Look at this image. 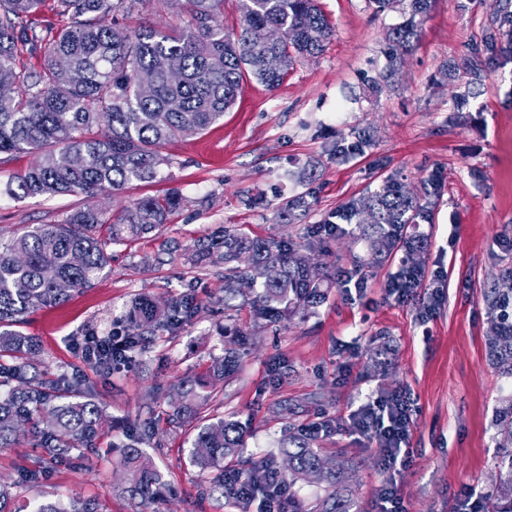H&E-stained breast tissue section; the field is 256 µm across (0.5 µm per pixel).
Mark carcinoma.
Masks as SVG:
<instances>
[{"instance_id":"carcinoma-1","label":"carcinoma","mask_w":512,"mask_h":512,"mask_svg":"<svg viewBox=\"0 0 512 512\" xmlns=\"http://www.w3.org/2000/svg\"><path fill=\"white\" fill-rule=\"evenodd\" d=\"M407 3L408 18L386 33L388 57L395 61L411 51L421 37V24L432 0H369L375 12ZM42 0H0V156L36 152L37 164L11 179L4 193L17 199L116 193L133 182L157 178L170 164L162 148L176 137L204 133L224 118L236 102L243 78L252 76L269 89L279 86L297 55L323 52L332 27L317 0H241L240 30L224 28V0H184L190 21L177 30L132 26L127 19L146 4L167 0H58L67 25L56 32L37 33L27 24ZM512 41V11L500 16L483 36V50L448 67L453 80L461 70L478 86L490 65ZM44 53L41 69L20 64L22 53ZM264 54L281 60L276 71L257 66ZM438 191L428 183L422 194L410 195L394 178L352 202L343 218L359 224L379 262L395 249L411 258L421 241L406 234L407 226L431 219L425 198ZM182 197L171 192L161 198L143 197L110 221L93 207L70 213L59 224H33L23 234L0 238V448L30 434L50 464L72 450L92 448L105 421L100 405L89 397L79 378L49 380L34 363L39 344L18 330L26 315L56 305L71 293L91 287L108 264L98 229L112 223V242L150 233L176 212ZM303 196L277 212L278 222H290L304 211ZM190 265H224V309L250 295L255 317L281 319L318 304L324 297L322 276L311 271V258L289 239L252 236L236 227L224 228L216 246L206 239L187 255ZM497 324L488 348L497 367L512 375V325L504 322L512 308V288L497 287L488 298ZM200 304L188 293L163 302L150 296L136 299L125 318L126 352L102 358L112 370L131 362L143 366L152 337L191 322ZM238 352L228 349L213 361L203 382L186 377L177 387L174 419L193 418L211 398L210 388L233 376ZM502 443L496 462L494 492L488 512H512V404L499 415ZM249 428L232 415L210 419L192 440L193 462L211 468L239 455ZM316 436L303 428H288V486L317 479L324 494L305 505L292 494L288 512H352L353 492L348 466L322 454ZM123 465L129 491L149 503L161 495L160 475L140 449V438L123 445ZM273 459L243 469L244 479L261 484ZM34 512H95L74 501H43Z\"/></svg>"}]
</instances>
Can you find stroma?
<instances>
[{"instance_id":"35a3bbf8","label":"stroma","mask_w":512,"mask_h":512,"mask_svg":"<svg viewBox=\"0 0 512 512\" xmlns=\"http://www.w3.org/2000/svg\"><path fill=\"white\" fill-rule=\"evenodd\" d=\"M334 26L322 54L297 58L286 79L267 89L245 78L236 104L204 134L175 138L164 148L171 163L148 183L117 196L81 194L14 199L0 194V236L29 224H56L94 206L115 214L146 196L178 191L182 207L145 237L107 244L110 257L93 287L28 315L20 329L37 337L35 357L48 375L81 376L107 420L97 446L77 449L58 466L46 463L28 437L0 448V482L12 486L16 507L43 496L74 498L98 512H261L213 493L220 468L200 470L190 460L194 426L173 421L176 385L199 376L234 345V331L250 332L237 375L218 386L206 417L235 413L252 423L240 456H279L288 424L318 420L336 427L320 434L323 453L353 464L354 512H377L385 474L375 438L347 430L349 415L368 399L405 392L412 408V461L397 480L404 512H454L458 499H486L496 475L497 412L512 403V377L490 363L487 340L495 315L484 293L512 266V55L492 67L466 111L455 112L456 82L443 66L462 62L481 44L495 17L493 0H434L413 51L401 56L381 93L368 78L383 72L385 34L404 21L402 8L374 12L368 0H319ZM369 133L363 151L340 160L336 142ZM420 190L439 179L430 196L432 221L422 235L424 288L407 302L386 286L406 256L393 252L378 266L356 225L322 239L312 228L389 176ZM302 195L310 208L291 224L275 210ZM236 226L251 234L291 239L327 272L326 297L288 320L254 325L251 305L224 308L223 266L192 267L184 258L197 240ZM190 293L197 317L161 332L148 371L109 374L85 364L73 338L87 326L108 332L130 302ZM151 423L155 435L142 451L165 484L145 505L126 491L116 444L132 424ZM45 480L25 485L24 471Z\"/></svg>"}]
</instances>
